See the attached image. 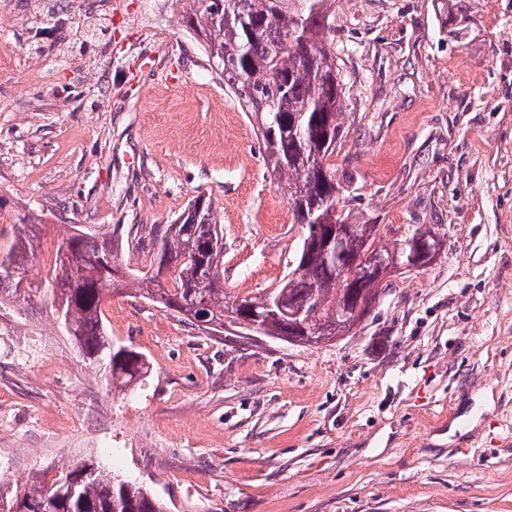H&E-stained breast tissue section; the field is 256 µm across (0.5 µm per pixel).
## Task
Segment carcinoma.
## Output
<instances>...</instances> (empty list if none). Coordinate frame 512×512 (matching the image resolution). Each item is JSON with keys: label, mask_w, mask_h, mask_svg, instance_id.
I'll return each mask as SVG.
<instances>
[{"label": "carcinoma", "mask_w": 512, "mask_h": 512, "mask_svg": "<svg viewBox=\"0 0 512 512\" xmlns=\"http://www.w3.org/2000/svg\"><path fill=\"white\" fill-rule=\"evenodd\" d=\"M282 0H186L187 28L198 37L210 67L224 89L234 95L255 120L268 167L292 210L295 224L336 223L339 182L334 167L326 164L333 154L329 147L342 136L343 85L331 42L329 0H302L301 9L286 11ZM17 232L3 253L13 260L17 274L0 268V293L22 299V273L37 257L39 215L26 211L14 214ZM346 232L336 244L337 258H357L370 247L385 259L417 255L433 243L430 232L417 226L393 248L368 242L367 224H355L350 215L341 216ZM223 225L212 205L197 198L169 224L150 227L149 263L128 269V278L139 284L140 297L170 311L192 326L193 309L230 326L234 335L253 339L245 327L256 314L270 311L278 295L289 306L303 307L326 334L323 341L351 332L365 320L354 314L367 308L379 295V276L340 287L331 265L319 252L304 255L300 244L295 268L274 290L260 296H244L233 303L224 301V250L209 248L211 237ZM141 243L119 232L85 231L72 225L69 238L57 246L49 264L44 287L53 294L57 320L76 342L82 355L95 364L105 385L123 388L145 370L144 357L107 336L101 305L119 289L109 279H97L101 260L116 262L124 254H138ZM166 267L170 276L160 282L154 271ZM259 335L289 342L302 328L288 318L261 323ZM22 501L23 512H167V506L145 488L119 479L97 466L92 459L77 461L46 482L27 483L24 493L11 495L0 490V508L11 509Z\"/></svg>", "instance_id": "1"}]
</instances>
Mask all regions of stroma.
Instances as JSON below:
<instances>
[{
    "instance_id": "1",
    "label": "stroma",
    "mask_w": 512,
    "mask_h": 512,
    "mask_svg": "<svg viewBox=\"0 0 512 512\" xmlns=\"http://www.w3.org/2000/svg\"><path fill=\"white\" fill-rule=\"evenodd\" d=\"M0 21V247L43 215L31 268L73 225L169 223L195 198L224 226L227 301L274 288L304 230L253 121L190 34L181 0H63L111 25L109 53L57 63L43 0ZM345 87L328 162L339 203L395 243L441 242L392 273L366 320L316 346L105 301L148 370L110 390L51 304L0 296V488L93 459L168 512H512V0H333Z\"/></svg>"
}]
</instances>
